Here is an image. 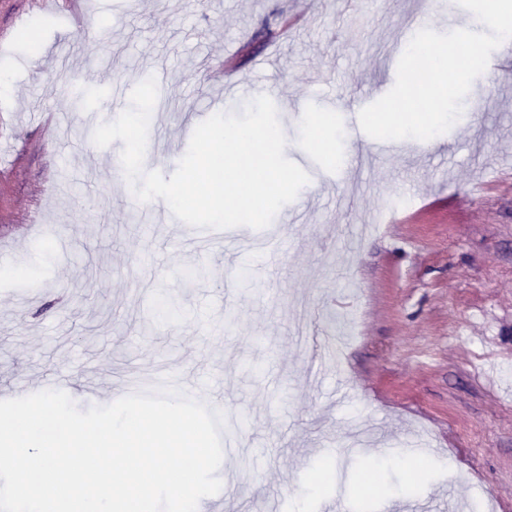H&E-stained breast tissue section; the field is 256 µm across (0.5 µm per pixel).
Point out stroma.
<instances>
[{
  "label": "stroma",
  "instance_id": "1",
  "mask_svg": "<svg viewBox=\"0 0 512 512\" xmlns=\"http://www.w3.org/2000/svg\"><path fill=\"white\" fill-rule=\"evenodd\" d=\"M83 25H61L41 0H0V400L57 381L80 410L130 382L208 386L225 414L219 493L204 512H431L512 503V76L477 77L436 143L406 139L370 156L339 105L375 102L396 80L394 45L410 18L483 26L456 0H82ZM166 73L144 168L171 176L205 99L221 109L258 95L276 105L288 159L317 170L273 220L275 245L216 246L198 262L195 228L143 223L129 205L122 141L94 145L87 111L119 108L107 81L133 89ZM339 105H325L327 95ZM328 120L335 155L310 147ZM410 206L388 220L392 197ZM66 249H58L57 238ZM203 275L185 287L182 271ZM174 294L177 320L153 300ZM349 345L340 365L311 345ZM424 462L416 482L412 466ZM334 478L304 494L314 470ZM374 473L377 488L363 480Z\"/></svg>",
  "mask_w": 512,
  "mask_h": 512
}]
</instances>
